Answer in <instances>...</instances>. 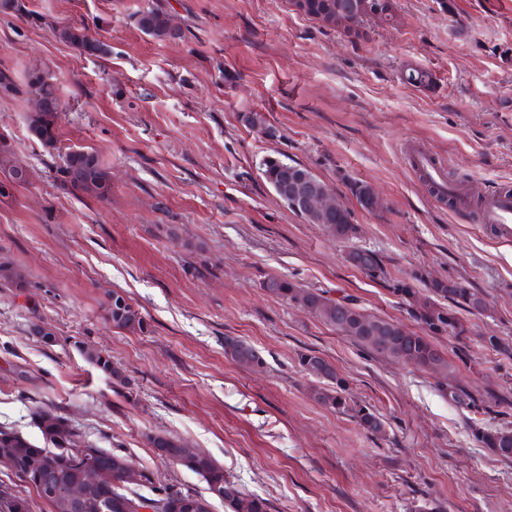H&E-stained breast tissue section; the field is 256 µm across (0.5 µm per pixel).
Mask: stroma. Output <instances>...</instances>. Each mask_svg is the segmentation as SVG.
I'll list each match as a JSON object with an SVG mask.
<instances>
[{
  "label": "stroma",
  "mask_w": 512,
  "mask_h": 512,
  "mask_svg": "<svg viewBox=\"0 0 512 512\" xmlns=\"http://www.w3.org/2000/svg\"><path fill=\"white\" fill-rule=\"evenodd\" d=\"M440 2L397 0L395 21L361 41L288 0H25V13L0 15V64L21 78L39 69L59 88L60 151L95 152L112 172L108 198L62 190L60 151L30 134V102L0 97V136L34 172L0 197V264L28 281H0V425L38 444L30 412L56 407L158 484L206 494L201 477L155 455L147 438L165 434L210 453L271 512H512V463L476 442L438 375L363 350L264 286L284 277L413 330L405 300L348 265L351 247L376 251L396 276L466 281L487 301L477 330L503 347L449 336L438 346L454 380L512 413V234L440 201L405 156L426 146L473 199L512 193V0ZM150 7L180 37L144 34L137 19ZM64 25L107 54H80L58 37ZM411 67L433 85L409 84ZM276 153L340 196L353 241L279 202L258 170ZM350 179L380 207L364 210ZM115 290L150 333L113 329ZM35 323L54 344L31 334ZM228 336L265 366L227 360ZM77 340L110 355L123 380L88 363ZM309 349L382 414L385 437L310 399L297 363Z\"/></svg>",
  "instance_id": "obj_1"
}]
</instances>
